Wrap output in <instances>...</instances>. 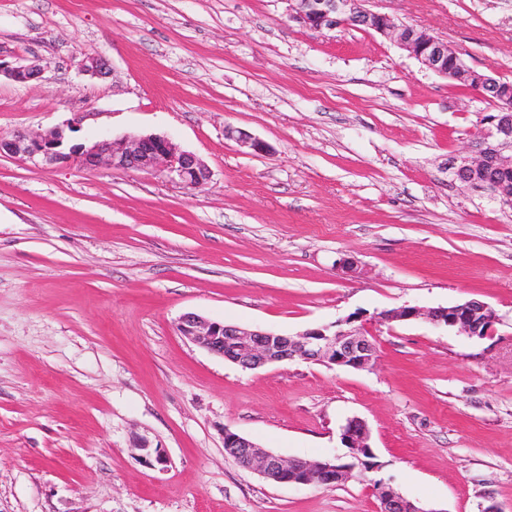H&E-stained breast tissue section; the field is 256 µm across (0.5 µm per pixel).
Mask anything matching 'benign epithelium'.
Instances as JSON below:
<instances>
[{"label": "benign epithelium", "mask_w": 512, "mask_h": 512, "mask_svg": "<svg viewBox=\"0 0 512 512\" xmlns=\"http://www.w3.org/2000/svg\"><path fill=\"white\" fill-rule=\"evenodd\" d=\"M366 0H290V18L303 26L321 31L337 28H367L393 41L414 58L422 69L450 82L467 85L470 94L481 100L494 97L500 101L495 110H485L479 117L478 132L451 160L453 182L494 201L503 209L512 207V86L496 75L467 66L448 42L424 29L396 21L388 14L365 7ZM82 71L103 77L108 67L100 58L81 63ZM11 79L27 83L39 80L44 67L37 64L3 67ZM225 135L238 141L253 154H262L269 146L262 140L233 128ZM62 128L31 136L18 131L10 139H0V154L21 156L44 166L72 164L82 168L110 170H151L165 175L186 189H195L210 179L209 169L192 153L180 149L168 137L158 134L129 135L121 139L104 138L89 145L65 147ZM422 319L436 328L453 329L460 334L484 338L493 332L494 311L486 304L469 300L447 307L405 306L378 315L381 323ZM349 316L328 327H309L295 335L263 331L250 326L210 321L195 313L179 318L182 336L211 354L254 370L273 363L296 360L328 366L370 369L377 361L376 348L362 326ZM340 441L356 462L345 464L340 457L318 460L284 459L263 449L239 433L224 431V449L237 463L257 472L274 484L334 485L351 476L355 468L366 467L361 455L371 451L370 431L360 418L347 420L341 428ZM137 449L142 457L158 465H167L164 450L141 440ZM379 512H427L404 497L391 483L375 484Z\"/></svg>", "instance_id": "7a95c632"}]
</instances>
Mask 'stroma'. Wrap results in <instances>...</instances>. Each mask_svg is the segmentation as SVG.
Instances as JSON below:
<instances>
[{
    "label": "stroma",
    "instance_id": "stroma-1",
    "mask_svg": "<svg viewBox=\"0 0 512 512\" xmlns=\"http://www.w3.org/2000/svg\"><path fill=\"white\" fill-rule=\"evenodd\" d=\"M366 7L512 81V0ZM24 59L47 70L0 77V137L163 133L211 178L0 156V512H379L381 478L425 512H512V210L448 173L484 102L287 0H0V63ZM466 300L493 335L377 320ZM188 312L287 335L358 313L378 360L246 370L181 336ZM354 416L376 467L338 485H272L224 452L231 430L343 457Z\"/></svg>",
    "mask_w": 512,
    "mask_h": 512
}]
</instances>
